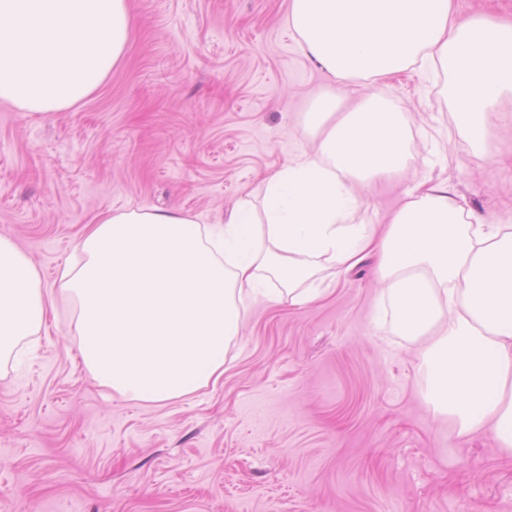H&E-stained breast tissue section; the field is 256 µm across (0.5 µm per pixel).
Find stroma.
<instances>
[{
  "label": "stroma",
  "instance_id": "stroma-1",
  "mask_svg": "<svg viewBox=\"0 0 512 512\" xmlns=\"http://www.w3.org/2000/svg\"><path fill=\"white\" fill-rule=\"evenodd\" d=\"M121 63L89 99L44 120L0 103V236L52 286L102 210L224 214L313 137L332 88L288 31L290 0H129ZM443 78L380 90L412 139L405 168L364 190L388 220L422 177L488 220L512 210V101L486 149L462 141ZM307 304L258 300L224 373L145 404L78 358L74 306L0 366V512H512V454L434 417L428 339L375 323L377 260L323 263Z\"/></svg>",
  "mask_w": 512,
  "mask_h": 512
}]
</instances>
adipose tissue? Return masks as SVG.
<instances>
[{"label":"adipose tissue","mask_w":512,"mask_h":512,"mask_svg":"<svg viewBox=\"0 0 512 512\" xmlns=\"http://www.w3.org/2000/svg\"><path fill=\"white\" fill-rule=\"evenodd\" d=\"M131 25L127 0H0V102L43 118L70 110L109 78ZM288 25L336 81L305 114L317 151L272 173L260 202L241 200L215 221L175 209L100 213L80 239L83 262L64 265L55 291L0 237V359L63 297L77 306L93 377L168 402L223 374L253 299L314 300L320 261L350 268L372 255L387 281L382 315L399 335L434 337L421 356L434 415L512 454V210L489 223L444 184L423 182L384 230L354 221L363 187L409 156L378 83L441 69L463 140L483 148L512 99V21L461 14L455 0H290ZM265 278L280 291L261 287Z\"/></svg>","instance_id":"ef3b65f1"}]
</instances>
